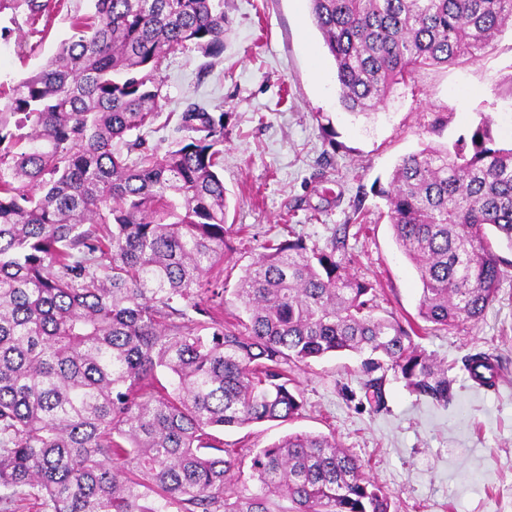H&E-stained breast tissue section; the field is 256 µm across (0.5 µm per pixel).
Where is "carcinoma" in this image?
Instances as JSON below:
<instances>
[{
    "instance_id": "cac0c4a2",
    "label": "carcinoma",
    "mask_w": 512,
    "mask_h": 512,
    "mask_svg": "<svg viewBox=\"0 0 512 512\" xmlns=\"http://www.w3.org/2000/svg\"><path fill=\"white\" fill-rule=\"evenodd\" d=\"M341 107L368 115L414 73L454 65L512 28V0H310ZM36 23L59 0H0ZM38 72L0 107V502L26 489L45 512H397L332 436L224 448L217 433L300 414L292 373L361 357L373 409L393 372L446 407L454 379L415 343L422 327L377 314V289L336 243L264 246L231 293L224 257V113L191 104L186 136L148 145L167 55L224 51V0H92ZM393 238L433 330L474 327L512 250V147L480 121L453 150L394 167ZM465 369L497 375L484 352ZM249 465L240 490L232 474Z\"/></svg>"
}]
</instances>
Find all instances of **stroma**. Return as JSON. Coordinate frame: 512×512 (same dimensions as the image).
<instances>
[{
  "mask_svg": "<svg viewBox=\"0 0 512 512\" xmlns=\"http://www.w3.org/2000/svg\"><path fill=\"white\" fill-rule=\"evenodd\" d=\"M89 12V0H64L38 32L25 9L1 10L0 90L39 70ZM224 13L220 56L188 47L163 61L160 115L143 131L165 148L181 137L169 113L191 103L224 113L229 232L216 274L232 287L266 243L300 237L323 248L337 239L346 272L380 284V314L416 319L421 284L394 242L377 185L403 156L453 146L483 119L500 146L512 145V29L475 58L419 71L375 117L357 119L339 104L309 0H224ZM498 253L506 261L498 299L479 324L418 340L455 380L448 407L390 374L385 407L374 411L359 359L339 355L296 372L297 419L225 430V444L260 448L294 432L322 433L361 460L397 512H512V251ZM480 351L498 361L490 388L464 368Z\"/></svg>",
  "mask_w": 512,
  "mask_h": 512,
  "instance_id": "stroma-1",
  "label": "stroma"
}]
</instances>
